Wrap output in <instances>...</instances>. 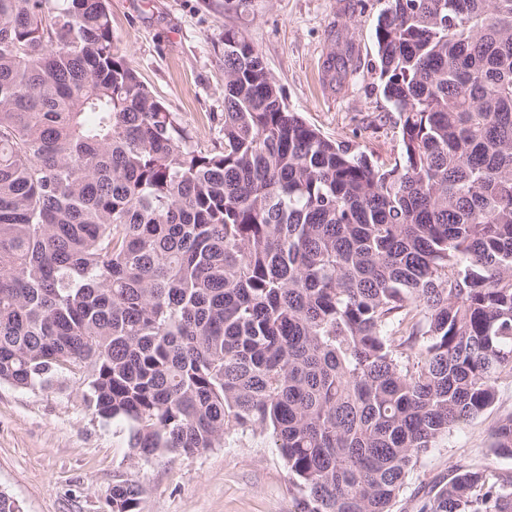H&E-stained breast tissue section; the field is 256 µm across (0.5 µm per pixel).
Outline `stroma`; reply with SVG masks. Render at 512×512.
<instances>
[{
  "instance_id": "stroma-1",
  "label": "stroma",
  "mask_w": 512,
  "mask_h": 512,
  "mask_svg": "<svg viewBox=\"0 0 512 512\" xmlns=\"http://www.w3.org/2000/svg\"><path fill=\"white\" fill-rule=\"evenodd\" d=\"M253 0L248 14L224 0H109L112 34L127 65L189 131L220 146L224 124V30L239 29L261 54L289 109L334 141L381 164L402 157L398 115L378 80L375 29L385 0ZM351 43L359 68L336 92L323 70ZM82 380L65 372L46 388L0 383V491L22 512H111L113 485L138 484L140 512H301L288 466L268 434L232 428L223 445L194 455L133 459L115 422L87 410ZM512 412V378L478 418L443 437L414 471L395 512H416L419 493L459 465L510 475L512 459L490 453V432Z\"/></svg>"
}]
</instances>
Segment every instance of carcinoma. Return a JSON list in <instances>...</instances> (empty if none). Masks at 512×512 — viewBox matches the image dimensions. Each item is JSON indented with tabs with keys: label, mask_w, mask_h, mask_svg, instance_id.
<instances>
[{
	"label": "carcinoma",
	"mask_w": 512,
	"mask_h": 512,
	"mask_svg": "<svg viewBox=\"0 0 512 512\" xmlns=\"http://www.w3.org/2000/svg\"><path fill=\"white\" fill-rule=\"evenodd\" d=\"M376 43L401 162L290 111L233 28L201 150L107 0H0V381L81 374L138 460L266 431L302 512H392L512 378V0H387ZM419 512H512V477L461 467Z\"/></svg>",
	"instance_id": "carcinoma-1"
}]
</instances>
